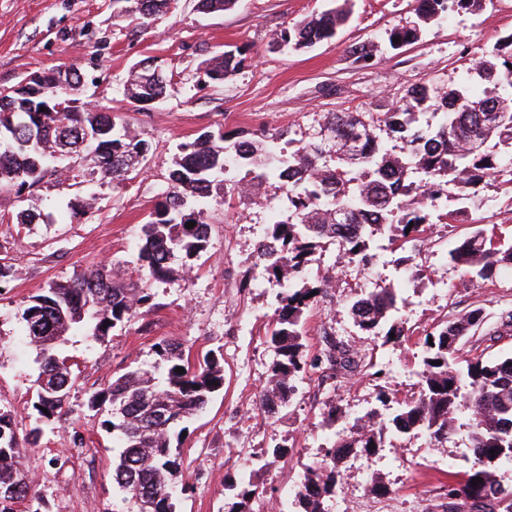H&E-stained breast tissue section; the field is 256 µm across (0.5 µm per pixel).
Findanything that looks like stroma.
Masks as SVG:
<instances>
[{
	"label": "stroma",
	"instance_id": "35a3bbf8",
	"mask_svg": "<svg viewBox=\"0 0 512 512\" xmlns=\"http://www.w3.org/2000/svg\"><path fill=\"white\" fill-rule=\"evenodd\" d=\"M331 6V0H238L232 10L205 14L194 0H179L172 12L136 19L115 14L109 0H0V87L34 72L77 66L84 100L121 119L149 146L122 181L101 179L90 159L75 156L38 185L21 191L0 186V257L15 266L13 281L0 293V412L11 415L36 484L35 512H121L112 484V437L99 428L107 414L89 409L87 400L113 376L153 364L160 339L177 340L194 354L220 353L224 368L223 388L192 419L182 445L181 474L191 489L177 512H227L233 494L224 488L225 475L252 469L266 489L255 512L282 505L306 468L325 457L329 407L349 416L375 409L385 417L380 397L401 403L418 396L424 335L448 316L484 312L486 329L465 341L464 357L512 351V332L486 334L512 311V275L476 288L448 258L449 239L477 230L512 243V182L498 174L487 178L483 206L471 221L433 225L422 251L387 244L373 270L342 269L340 286L304 318L305 353L319 355L329 331L360 349L365 367L338 378L308 372L288 406L272 417L257 401L276 359L266 336L274 294L266 281L253 288L240 282L255 271V248L283 205L282 192L269 188L264 205H252L246 192L253 175L235 171L214 192L205 216L208 248L192 270L146 281L137 260L140 226L168 187L181 143L205 132L234 140L279 132L296 149L317 138L329 114L387 112L423 84L479 94L485 85L474 64L512 34V0H484L475 12L423 25L416 0H352V15L332 40L301 50L276 44L280 30ZM414 25V43L390 46L391 30ZM364 43L372 56L356 60L351 49ZM227 51L240 52L245 63L223 83H212L205 62ZM146 59L162 65L172 87L165 99L138 110L123 87ZM86 202L87 213L73 214L75 204ZM31 207L39 220L19 228L16 214ZM101 266L112 268L123 285H149L154 307L105 342L69 347L79 372L65 412L55 428L28 444L38 364L23 342V309L48 284ZM410 269L417 277H407ZM392 283L401 286L399 316L407 336L387 344L365 339L348 306ZM276 446L287 455L274 457ZM467 446L463 430L442 444L415 431L371 454L351 449L338 465L340 484L328 512H448V482L466 470Z\"/></svg>",
	"mask_w": 512,
	"mask_h": 512
}]
</instances>
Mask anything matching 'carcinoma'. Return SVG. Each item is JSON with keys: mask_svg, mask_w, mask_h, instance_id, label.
I'll use <instances>...</instances> for the list:
<instances>
[{"mask_svg": "<svg viewBox=\"0 0 512 512\" xmlns=\"http://www.w3.org/2000/svg\"><path fill=\"white\" fill-rule=\"evenodd\" d=\"M178 0H126L128 15L148 19L166 14ZM238 0H197L203 13L224 12ZM343 5L312 15L277 34V42L296 50L311 48L336 36L347 21ZM483 0H418L417 16L436 20L449 12L475 11ZM245 58L225 52L206 61V75L214 82L240 68ZM483 94L470 96L461 90H445L432 84L413 90L402 104L384 113L379 122L401 141L391 152L379 141L376 122L362 113L345 112L329 118L318 140L307 147L285 152L279 137L263 141L237 140L224 144V132H207L179 145L168 190L142 225L138 259L152 279H163L175 262L185 269L207 250L209 236L203 220L218 179L248 167L259 186L276 185L288 201V214L276 217L265 228L254 266L266 282L277 288L275 314L267 336L277 352L267 385L259 395V408L277 401L286 407L295 383L311 369L328 364L336 371H361V361L350 345L332 340L321 355L309 361L302 343L304 314L327 293L330 277L316 278L313 265L325 247L349 264L370 267L376 259L375 241L384 235L401 246L420 250L434 217L440 214L444 191L452 187L468 205L442 216L446 224L482 206L480 186L498 172L504 156L486 149L495 140L512 149V34L506 36L476 65ZM148 71L133 69L126 82L131 103L141 101ZM82 76L75 67L55 80L44 77V88L58 101L81 99ZM21 91L0 89V185L21 191L41 183L50 164L71 153L87 150L95 155L98 172L124 180L145 156L148 144L130 136L126 127L103 110L72 112L14 111ZM441 114L435 126L419 123L428 110ZM424 176L421 185L413 175ZM349 210L359 231L338 236L336 210ZM195 226L188 229L186 223ZM448 256L465 268L469 283L493 282L497 271L512 268V245L505 248L478 230L450 242ZM399 288L394 285L370 294L369 309L351 306L355 324L367 337L383 343L398 342L407 335L397 316ZM153 308L146 288L115 284L105 267L89 270L72 281L55 282L29 299L24 311V336L37 354L39 373L34 380L33 410L36 428L32 438L60 421L73 381V367L66 365L65 347L76 338L105 341L125 326L139 309ZM483 325L482 309L458 315L425 333L424 357L419 372V397L396 407L388 419L370 411L357 416L349 434L327 436L329 461L306 469L295 493L298 512H326L324 503L336 492V462L351 448L373 452L392 435L426 431L436 442L448 440L468 426L471 454L461 479L448 484V499L470 505V512H496L512 489L504 488L498 471L512 469V354L493 359L473 358L458 362L459 345ZM395 337H390V334ZM159 361L146 368L129 370L91 393L89 408L108 405L112 417L100 428L112 435L118 449L112 459V480L123 500L135 512H176V501L187 491L179 482L181 434L188 422L224 385V371L215 353L201 361L185 357L183 345L161 340L154 344ZM181 367L184 373L176 372ZM22 452L11 416L0 412V490L16 485ZM482 482L472 486V480ZM234 490L235 502L228 512H252V502L264 497L256 473L225 477ZM36 496L29 481L11 497L0 494V512H18V506Z\"/></svg>", "mask_w": 512, "mask_h": 512, "instance_id": "cac0c4a2", "label": "carcinoma"}]
</instances>
